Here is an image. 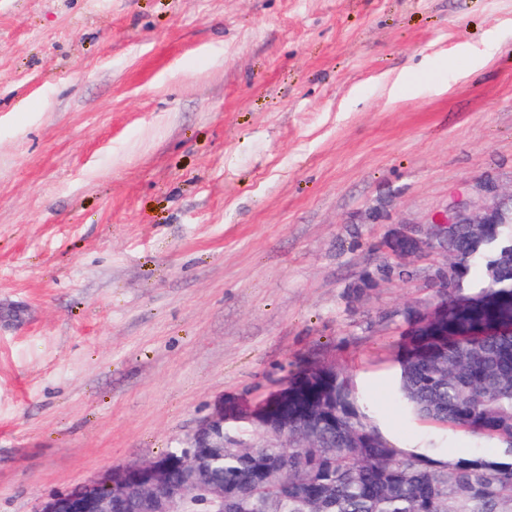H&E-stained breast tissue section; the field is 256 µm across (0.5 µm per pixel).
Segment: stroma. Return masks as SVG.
<instances>
[{
  "label": "stroma",
  "mask_w": 512,
  "mask_h": 512,
  "mask_svg": "<svg viewBox=\"0 0 512 512\" xmlns=\"http://www.w3.org/2000/svg\"><path fill=\"white\" fill-rule=\"evenodd\" d=\"M481 178L512 190V0H0V512L301 366L467 453L394 396L434 290L379 244Z\"/></svg>",
  "instance_id": "stroma-1"
}]
</instances>
